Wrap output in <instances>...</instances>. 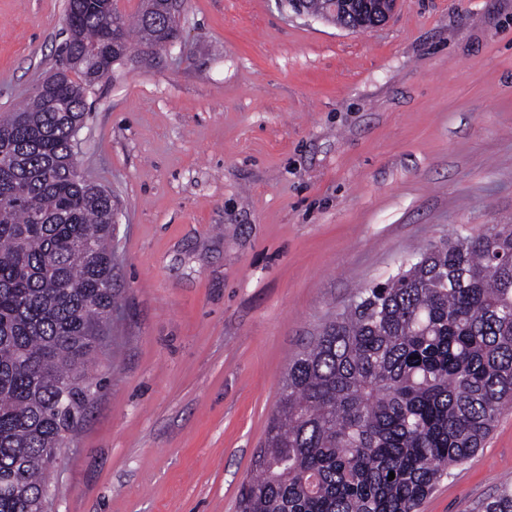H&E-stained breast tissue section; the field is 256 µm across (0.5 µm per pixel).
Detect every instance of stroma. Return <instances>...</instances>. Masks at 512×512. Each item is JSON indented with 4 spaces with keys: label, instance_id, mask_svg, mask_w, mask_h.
Returning a JSON list of instances; mask_svg holds the SVG:
<instances>
[{
    "label": "stroma",
    "instance_id": "1",
    "mask_svg": "<svg viewBox=\"0 0 512 512\" xmlns=\"http://www.w3.org/2000/svg\"><path fill=\"white\" fill-rule=\"evenodd\" d=\"M66 0H0V113L60 63ZM112 345L52 512H238L288 362L359 288L512 224V0H399L352 32L280 0H186L88 96ZM512 479V407L421 512Z\"/></svg>",
    "mask_w": 512,
    "mask_h": 512
}]
</instances>
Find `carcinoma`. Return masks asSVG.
<instances>
[{"mask_svg":"<svg viewBox=\"0 0 512 512\" xmlns=\"http://www.w3.org/2000/svg\"><path fill=\"white\" fill-rule=\"evenodd\" d=\"M103 0L67 8L65 69L0 114V512H38L60 431L97 389L112 307V195L77 174L87 96L133 38ZM68 385L61 404L58 382ZM512 403V224L458 234L360 289L288 365L240 512H418ZM395 478L388 480L389 472ZM512 512V481L484 506Z\"/></svg>","mask_w":512,"mask_h":512,"instance_id":"cac0c4a2","label":"carcinoma"}]
</instances>
